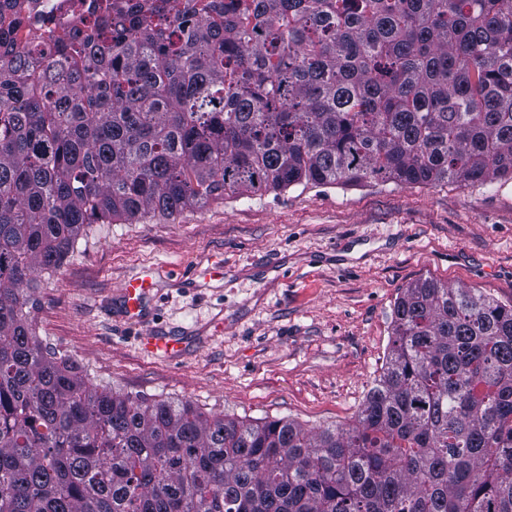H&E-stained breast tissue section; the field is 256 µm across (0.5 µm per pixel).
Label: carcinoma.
Masks as SVG:
<instances>
[{"mask_svg":"<svg viewBox=\"0 0 512 512\" xmlns=\"http://www.w3.org/2000/svg\"><path fill=\"white\" fill-rule=\"evenodd\" d=\"M0 6V512H512V301L403 288L352 425L88 382L29 313L92 224L295 186L512 179V0ZM16 12L23 26L40 29L44 45L51 48L56 41L70 34L75 22L88 16L107 0H4Z\"/></svg>","mask_w":512,"mask_h":512,"instance_id":"1","label":"carcinoma"}]
</instances>
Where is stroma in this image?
Wrapping results in <instances>:
<instances>
[{
	"instance_id": "stroma-1",
	"label": "stroma",
	"mask_w": 512,
	"mask_h": 512,
	"mask_svg": "<svg viewBox=\"0 0 512 512\" xmlns=\"http://www.w3.org/2000/svg\"><path fill=\"white\" fill-rule=\"evenodd\" d=\"M153 288L143 325L120 286ZM432 278L512 301V181L294 187L136 224H95L41 279L36 334L93 383L202 411L352 423L402 288ZM182 356L146 352L144 328Z\"/></svg>"
}]
</instances>
